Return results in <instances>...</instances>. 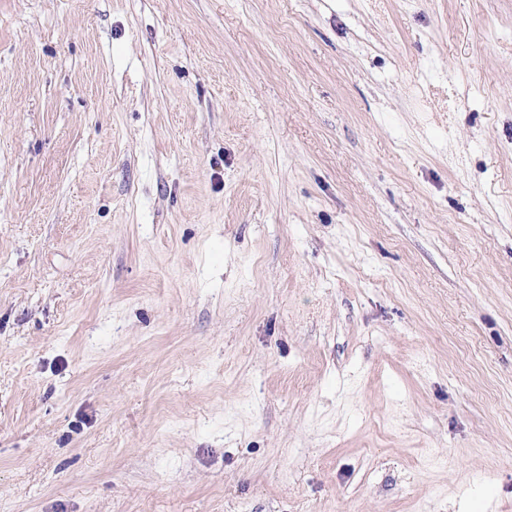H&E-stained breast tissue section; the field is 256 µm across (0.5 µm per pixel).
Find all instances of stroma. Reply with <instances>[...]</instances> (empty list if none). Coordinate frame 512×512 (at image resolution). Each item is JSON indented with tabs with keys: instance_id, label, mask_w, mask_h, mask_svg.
<instances>
[{
	"instance_id": "stroma-1",
	"label": "stroma",
	"mask_w": 512,
	"mask_h": 512,
	"mask_svg": "<svg viewBox=\"0 0 512 512\" xmlns=\"http://www.w3.org/2000/svg\"><path fill=\"white\" fill-rule=\"evenodd\" d=\"M0 512H512V0H0Z\"/></svg>"
}]
</instances>
